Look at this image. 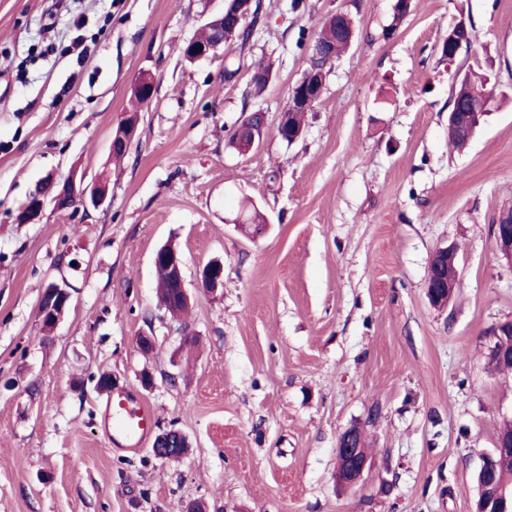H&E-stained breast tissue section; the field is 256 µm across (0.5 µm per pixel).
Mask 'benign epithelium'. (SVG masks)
<instances>
[{"label":"benign epithelium","mask_w":512,"mask_h":512,"mask_svg":"<svg viewBox=\"0 0 512 512\" xmlns=\"http://www.w3.org/2000/svg\"><path fill=\"white\" fill-rule=\"evenodd\" d=\"M257 14L256 0H222V8L209 19L214 25V38L209 43H199L190 39L185 43L184 59L190 62L202 59L215 58L224 50V41L236 34L237 27ZM468 28L464 22H459L448 29V36L443 44L444 57L448 65L455 64L461 50L468 46ZM325 68L317 67L308 73L305 80L299 81L292 89L288 98V107L282 112L278 125V132L287 135L288 141L297 140L303 131V125L295 122V115L309 111L318 101L325 86ZM459 91L454 94L455 106L448 112V126L457 130L459 149L468 146L477 132L483 117L487 114L490 97H485L482 104L472 110L464 105L466 93L462 92L464 85H458ZM134 89L138 96L148 103L152 100L156 84L151 75H143L135 83ZM138 119L133 118L119 131L112 135L111 148L131 145L136 136ZM235 138H243L251 146H259L266 135L265 115L257 112H246L234 128ZM108 198L107 183L101 176H96L91 184L83 187L76 185L74 179L57 180L54 176H47L41 182L40 192L33 195L18 215V221L27 224L35 221L48 204L57 209L71 207L81 208L85 211L97 210L104 206ZM493 238L497 250L503 257L512 261V218L504 214L494 225ZM457 250L453 246L436 249L430 257L429 264L433 265L438 276L432 283H427L426 294L430 304L437 308L448 306L451 296L450 285L442 271L454 263ZM154 266L162 265L169 271L172 287L182 292L184 303L190 302L189 294L185 288L184 262L178 251L163 246L153 257ZM224 286V264L218 261L211 262L203 267L199 276V291L203 295H213ZM71 293L68 285L49 284L39 301L42 318L47 322L57 324L65 314ZM512 335V327L506 329L496 326L490 337L488 356H501L504 353L499 341L504 336ZM360 431L357 426L346 429L337 440L336 460L338 463V482L346 487L359 484L365 473L369 470V458L354 447L353 440Z\"/></svg>","instance_id":"1"}]
</instances>
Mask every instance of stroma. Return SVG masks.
Instances as JSON below:
<instances>
[{
	"label": "stroma",
	"mask_w": 512,
	"mask_h": 512,
	"mask_svg": "<svg viewBox=\"0 0 512 512\" xmlns=\"http://www.w3.org/2000/svg\"><path fill=\"white\" fill-rule=\"evenodd\" d=\"M260 4L246 46L190 63L181 48L220 0H0V512H471L480 459L512 422V371L486 355L512 320V264L491 233L512 209V0H411L399 21L395 0ZM339 10L354 41L286 142L280 114ZM460 21L476 38L457 66L488 76L492 95L462 151L448 142L454 72L439 50ZM145 72L156 92L139 106ZM258 109L263 143L229 150ZM133 115L137 137L113 159L112 133ZM101 170L103 208L49 204L17 222L46 176ZM246 199L271 224L256 240L233 225ZM167 243L191 296L176 318L152 263ZM450 244L442 310L426 279ZM214 259L224 287L205 296ZM53 282L71 302L47 329L38 304ZM103 374L138 389L157 430L186 434L189 455L110 447ZM352 426L371 469L344 488L336 445ZM457 256V250L454 246H446L437 248L430 257L429 267L434 265L436 271L439 273L433 283L428 282L426 288L427 298L430 304L437 308H445L448 306L452 296H449L448 288L450 285L448 280L451 278L455 280L454 270L455 267H448L453 264ZM446 279L443 276V269H446ZM224 286V264L218 261L208 263L199 276V291L203 295H213Z\"/></svg>",
	"instance_id": "1"
}]
</instances>
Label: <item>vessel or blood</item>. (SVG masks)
Returning <instances> with one entry per match:
<instances>
[{
	"mask_svg": "<svg viewBox=\"0 0 512 512\" xmlns=\"http://www.w3.org/2000/svg\"><path fill=\"white\" fill-rule=\"evenodd\" d=\"M154 416L130 388L109 392L101 409V427L109 443L137 449L149 441Z\"/></svg>",
	"mask_w": 512,
	"mask_h": 512,
	"instance_id": "obj_1",
	"label": "vessel or blood"
}]
</instances>
